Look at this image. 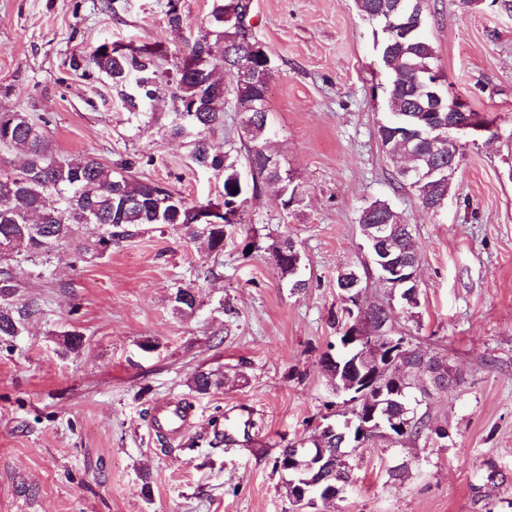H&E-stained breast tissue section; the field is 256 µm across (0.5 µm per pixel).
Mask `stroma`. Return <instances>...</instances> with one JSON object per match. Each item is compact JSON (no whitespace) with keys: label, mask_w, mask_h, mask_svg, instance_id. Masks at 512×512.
Listing matches in <instances>:
<instances>
[{"label":"stroma","mask_w":512,"mask_h":512,"mask_svg":"<svg viewBox=\"0 0 512 512\" xmlns=\"http://www.w3.org/2000/svg\"><path fill=\"white\" fill-rule=\"evenodd\" d=\"M0 0V112L47 115L56 150L102 162L153 154L140 179L189 199L215 197L222 180L172 138L169 98L133 117L89 59L101 44L162 45L175 54L208 29L210 0ZM252 36L275 67L270 143L300 183L282 210L265 189L222 254L159 224L107 250L90 232L46 264L21 263L17 303L38 314L0 340V512H296L275 467L281 448L309 439L340 409L320 363L335 341L340 269L368 277L367 298L388 300L358 224L381 200L410 224L420 305L392 314L395 334L443 357L454 381L420 405L446 438L376 441L353 453L355 480L322 512H512V8L503 0H426L435 64L496 135L465 143L441 212L398 188L377 139L388 76L381 30L355 0H252ZM292 240L304 291L295 292L269 248ZM199 291L192 316L171 308L179 287ZM84 341L67 350L63 334ZM154 350H143L145 341ZM224 376L194 390L197 371ZM196 411L173 442L149 418L161 401ZM405 465L403 479L389 477Z\"/></svg>","instance_id":"35a3bbf8"}]
</instances>
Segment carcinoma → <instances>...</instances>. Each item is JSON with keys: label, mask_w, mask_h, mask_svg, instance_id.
<instances>
[{"label": "carcinoma", "mask_w": 512, "mask_h": 512, "mask_svg": "<svg viewBox=\"0 0 512 512\" xmlns=\"http://www.w3.org/2000/svg\"><path fill=\"white\" fill-rule=\"evenodd\" d=\"M363 16L377 23L382 32L379 60L388 74L387 112L377 125V137L385 152L398 147L412 167L423 172L413 180L397 170L399 184L410 188L425 211L448 199V140L440 138V127L448 125V93L438 99L433 85L438 69L431 42L417 22L425 21V0H356ZM248 0H211L209 31L185 45V50L168 56L162 48L149 45L101 44L93 52L92 65L112 80L129 114L151 105L160 96H169L171 133L188 140L192 159L201 167L223 178V191L214 199L191 202L164 182L138 178L139 169L152 166L150 154L122 157L111 164L92 156L66 158L56 150L46 134L50 120L32 119L20 112H0V148L20 151L25 161L13 172L0 176V260L10 256L39 258L49 256L62 242L73 238L75 229L93 225L95 245L108 249L112 241L133 235V230L154 224H175L193 239H200L209 252H224V229L245 223L251 199L266 186L277 188L282 209L288 211L298 184L282 169L277 156L267 148L270 135L267 89L274 76V65L267 52L254 49L251 27L243 17L250 10ZM233 67L236 83L233 96L244 112L243 142L251 181L238 180L237 159L224 151L216 134L224 130V67ZM212 211L219 224L203 223L197 210ZM391 206L376 200L360 213L359 224L366 242H371L373 225L393 216ZM281 277L294 291H302L308 280L302 278L301 256L287 239L271 247L270 253ZM417 259L413 238H405L401 225L393 230L390 260L408 265ZM18 280L13 267H0V338L18 336L25 329V311L15 301ZM198 291L179 288L171 297L173 310L183 316L194 313ZM343 336L328 344L321 357L335 391L354 394L363 387L360 375L349 370L351 349L342 346ZM434 434L447 436V430L426 415H417L400 439L416 441ZM356 439L333 434L330 425L319 429L312 446L324 445L333 452L351 448ZM291 448H283L276 463L288 474L289 499L300 501L298 486L321 482L325 490L348 487L352 482L348 460L325 471L288 463Z\"/></svg>", "instance_id": "1"}]
</instances>
